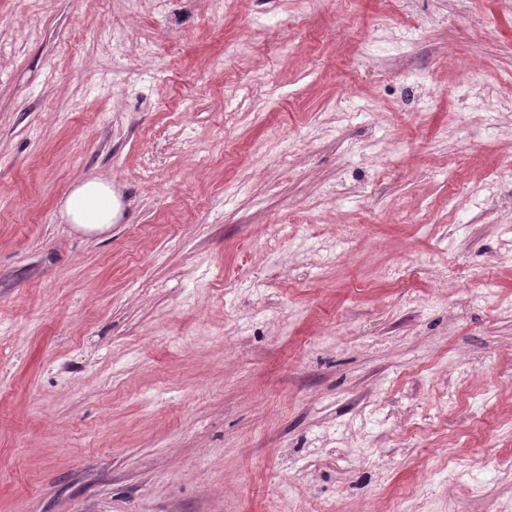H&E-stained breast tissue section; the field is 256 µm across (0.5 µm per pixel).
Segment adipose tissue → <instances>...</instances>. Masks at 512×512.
Listing matches in <instances>:
<instances>
[{"label": "adipose tissue", "instance_id": "adipose-tissue-1", "mask_svg": "<svg viewBox=\"0 0 512 512\" xmlns=\"http://www.w3.org/2000/svg\"><path fill=\"white\" fill-rule=\"evenodd\" d=\"M63 214L76 229L97 232L112 225V185L94 178L75 187L65 200Z\"/></svg>", "mask_w": 512, "mask_h": 512}]
</instances>
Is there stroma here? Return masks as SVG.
I'll return each instance as SVG.
<instances>
[{
  "label": "stroma",
  "instance_id": "35a3bbf8",
  "mask_svg": "<svg viewBox=\"0 0 512 512\" xmlns=\"http://www.w3.org/2000/svg\"><path fill=\"white\" fill-rule=\"evenodd\" d=\"M0 512H512V0H0ZM63 215L77 230L108 229L113 219L112 184L97 178L80 183L66 198Z\"/></svg>",
  "mask_w": 512,
  "mask_h": 512
}]
</instances>
